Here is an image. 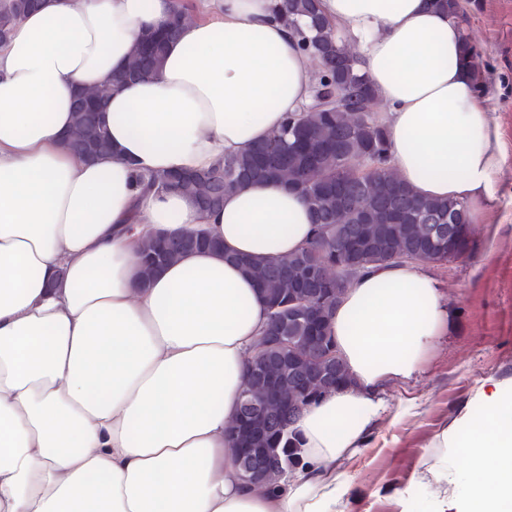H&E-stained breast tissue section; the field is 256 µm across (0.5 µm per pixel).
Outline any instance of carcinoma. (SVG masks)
<instances>
[{
    "label": "carcinoma",
    "mask_w": 512,
    "mask_h": 512,
    "mask_svg": "<svg viewBox=\"0 0 512 512\" xmlns=\"http://www.w3.org/2000/svg\"><path fill=\"white\" fill-rule=\"evenodd\" d=\"M35 7V0H0V43L15 23ZM275 16L295 27L299 48L317 62L316 85L327 101L294 115L250 150L226 155L205 171L169 173L152 182L193 197L203 211L224 205V196L249 182L276 179L298 191L307 202L314 224L308 244L283 259H254L230 255L260 287L269 317L265 335L278 329L296 337L297 353L269 348L259 351L248 376L245 394L258 406L256 420L239 407L232 431L235 448H264L267 459L238 464V472L256 465L258 485L270 491L290 466L299 464L296 440L288 437L293 415L288 406H301L339 386L350 383L347 367L333 354L335 341L326 326L351 281L340 265L356 261L360 270L386 264L450 260L471 250L470 233L448 241L434 226H470L467 206L452 198L418 195L394 170L387 132L374 108L377 97L358 67L355 51L337 35L335 26L320 12L319 0H279ZM188 19L177 5L175 20L157 30L147 29L131 51L127 66L100 87L82 92L95 104L89 112L73 109V135L66 141L77 157L97 160L112 155L103 106L112 86L155 76L169 42L180 37ZM339 95L344 103L329 98ZM222 251V242L205 233L185 234L165 243L155 237L142 242V279L148 281L162 266L193 251Z\"/></svg>",
    "instance_id": "cac0c4a2"
}]
</instances>
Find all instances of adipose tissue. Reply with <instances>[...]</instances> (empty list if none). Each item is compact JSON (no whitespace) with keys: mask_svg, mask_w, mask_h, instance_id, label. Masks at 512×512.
I'll use <instances>...</instances> for the list:
<instances>
[{"mask_svg":"<svg viewBox=\"0 0 512 512\" xmlns=\"http://www.w3.org/2000/svg\"><path fill=\"white\" fill-rule=\"evenodd\" d=\"M202 3L210 18L184 27L156 76L113 89L114 154L97 161L65 145L74 101L175 0H42L0 44V512H336L349 492L336 463L380 416L378 387L417 371L448 326L421 266L357 277L328 325L350 384L295 417L302 462L277 492L240 477L231 427L267 308L230 257L300 250L311 211L280 181L247 184L216 212L148 183L250 149L311 103L315 65L274 0ZM320 6L357 41L401 179L479 214L505 157L457 19L425 0ZM199 228L223 252L142 283L143 238ZM481 399L487 415L439 441L472 465L438 512H512V387Z\"/></svg>","mask_w":512,"mask_h":512,"instance_id":"obj_1","label":"adipose tissue"}]
</instances>
